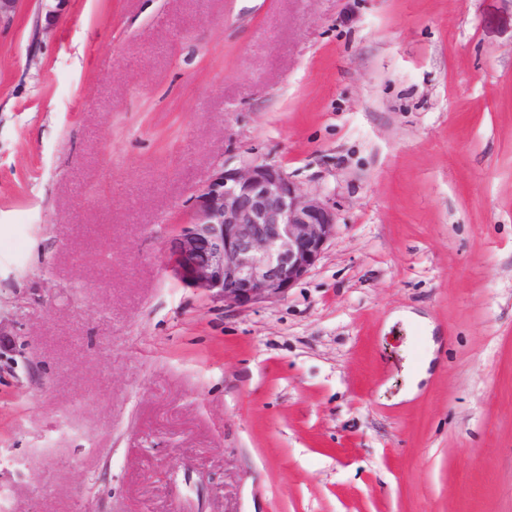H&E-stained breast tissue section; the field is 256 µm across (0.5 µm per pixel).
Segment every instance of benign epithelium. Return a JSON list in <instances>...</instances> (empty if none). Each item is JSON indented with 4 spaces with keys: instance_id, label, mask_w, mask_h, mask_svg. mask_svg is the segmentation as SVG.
Wrapping results in <instances>:
<instances>
[{
    "instance_id": "obj_1",
    "label": "benign epithelium",
    "mask_w": 512,
    "mask_h": 512,
    "mask_svg": "<svg viewBox=\"0 0 512 512\" xmlns=\"http://www.w3.org/2000/svg\"><path fill=\"white\" fill-rule=\"evenodd\" d=\"M336 212L280 167L224 168L194 196L165 244V268L229 306L284 297L336 237Z\"/></svg>"
}]
</instances>
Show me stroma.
I'll return each instance as SVG.
<instances>
[{
	"label": "stroma",
	"instance_id": "stroma-1",
	"mask_svg": "<svg viewBox=\"0 0 512 512\" xmlns=\"http://www.w3.org/2000/svg\"><path fill=\"white\" fill-rule=\"evenodd\" d=\"M254 163L336 236L234 308L164 247ZM0 512H512V0H18Z\"/></svg>",
	"mask_w": 512,
	"mask_h": 512
}]
</instances>
